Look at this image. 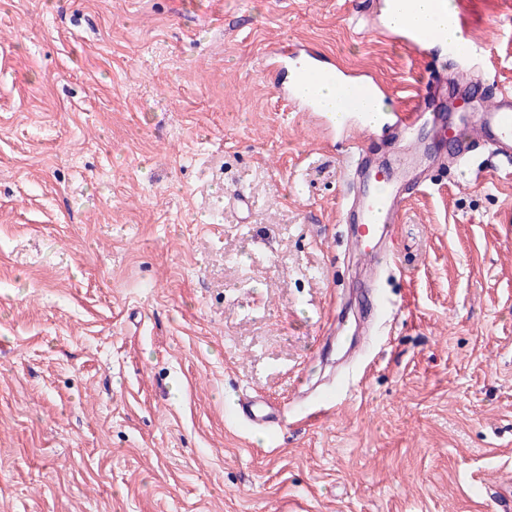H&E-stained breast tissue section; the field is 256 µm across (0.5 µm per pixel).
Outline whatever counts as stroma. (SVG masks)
Listing matches in <instances>:
<instances>
[{"mask_svg":"<svg viewBox=\"0 0 512 512\" xmlns=\"http://www.w3.org/2000/svg\"><path fill=\"white\" fill-rule=\"evenodd\" d=\"M512 89V0H468ZM378 0H0V512H496L512 488V184L476 151L406 204L370 313L340 139L258 69L311 48L413 105ZM248 199L225 209L227 194ZM342 329L343 341L329 333ZM288 409L275 438L237 394ZM347 391L338 388L335 391L326 393L317 404L307 413L306 418L318 421L326 417L336 406V404L346 396Z\"/></svg>","mask_w":512,"mask_h":512,"instance_id":"1","label":"stroma"}]
</instances>
